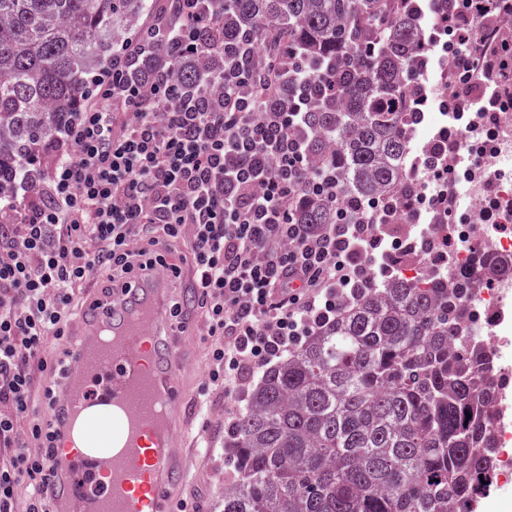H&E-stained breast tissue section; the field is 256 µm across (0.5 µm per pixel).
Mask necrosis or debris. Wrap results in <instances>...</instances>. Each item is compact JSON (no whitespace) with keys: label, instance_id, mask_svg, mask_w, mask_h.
<instances>
[{"label":"necrosis or debris","instance_id":"4bbe7bcc","mask_svg":"<svg viewBox=\"0 0 512 512\" xmlns=\"http://www.w3.org/2000/svg\"><path fill=\"white\" fill-rule=\"evenodd\" d=\"M473 133L490 127L495 132V150L488 160L487 173L466 176L463 190L444 193L449 211L464 210L463 223L434 225L432 234L451 240L453 248L444 254V272L469 269L474 238L489 244L499 261L512 260V112H473L468 116ZM481 315L473 334L496 363L501 385L491 414L498 466L493 484L483 489L473 506L481 512L487 503H496L500 512H512V276L500 274L475 298Z\"/></svg>","mask_w":512,"mask_h":512}]
</instances>
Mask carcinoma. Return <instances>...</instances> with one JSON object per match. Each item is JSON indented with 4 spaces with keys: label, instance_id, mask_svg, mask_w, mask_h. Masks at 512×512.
<instances>
[{
    "label": "carcinoma",
    "instance_id": "cac0c4a2",
    "mask_svg": "<svg viewBox=\"0 0 512 512\" xmlns=\"http://www.w3.org/2000/svg\"><path fill=\"white\" fill-rule=\"evenodd\" d=\"M202 26H224V49L166 58L181 88L234 62L250 112H289L305 93V162L326 166L351 204L411 201L404 174L411 131L422 122L417 64L426 54L418 0H210ZM153 0H0V184L58 141L91 76L110 65L113 35L162 12ZM284 33L276 93L253 95L255 49ZM155 59L125 70L140 83ZM310 72L305 87L295 74ZM411 103L396 107V91ZM299 224H332V202L302 204ZM512 274L472 250L469 271L432 265L416 278L393 272L282 362L267 369L224 429L232 470L224 512H452L496 466L489 408L499 379L467 334L486 276ZM471 418H466V414Z\"/></svg>",
    "mask_w": 512,
    "mask_h": 512
}]
</instances>
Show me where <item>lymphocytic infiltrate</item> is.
I'll return each mask as SVG.
<instances>
[{
  "label": "lymphocytic infiltrate",
  "instance_id": "1",
  "mask_svg": "<svg viewBox=\"0 0 512 512\" xmlns=\"http://www.w3.org/2000/svg\"><path fill=\"white\" fill-rule=\"evenodd\" d=\"M429 2L433 26L417 70L453 62L457 90L421 84L423 103L459 118L512 112L501 84L506 43L492 30L512 19V0ZM202 3L178 0L174 20L155 24L151 40H125L47 160L30 162L0 193V402L13 407L0 414V512H15L22 485L25 512H57L41 487L58 453L54 424L35 399L51 398L65 372L55 360L47 382L43 356L49 341L66 346L70 311L95 271L108 295L113 282L153 267L176 274L191 262L207 380L231 397L387 273L391 255L408 245L388 233L390 220L437 223L449 149L462 150L469 168L483 165V149L440 129L431 154L412 164L411 207L395 215L377 199L346 202L332 177L305 166L295 134L303 111H243L235 83L222 76L185 104L173 99L176 81L162 65L126 86L125 61L176 55L201 37L223 43L219 27L200 33ZM478 23L486 26L479 36ZM319 195L332 199L335 223H294L298 206Z\"/></svg>",
  "mask_w": 512,
  "mask_h": 512
}]
</instances>
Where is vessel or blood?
Here are the masks:
<instances>
[{"label": "vessel or blood", "instance_id": "b4317fda", "mask_svg": "<svg viewBox=\"0 0 512 512\" xmlns=\"http://www.w3.org/2000/svg\"><path fill=\"white\" fill-rule=\"evenodd\" d=\"M169 298V281L147 270L76 308L66 375L47 405L60 453L44 485L59 512H174L181 500L187 460L208 436L193 426L195 311L174 326ZM103 330L112 345L95 344Z\"/></svg>", "mask_w": 512, "mask_h": 512}]
</instances>
